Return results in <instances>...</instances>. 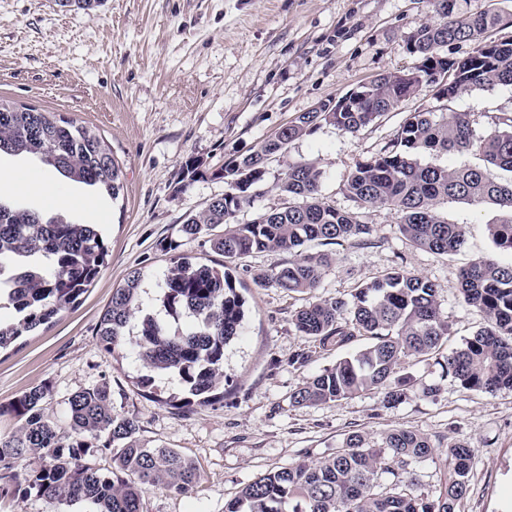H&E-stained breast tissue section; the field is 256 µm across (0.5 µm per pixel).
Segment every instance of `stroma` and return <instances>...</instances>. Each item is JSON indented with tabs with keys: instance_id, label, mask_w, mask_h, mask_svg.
<instances>
[{
	"instance_id": "obj_1",
	"label": "stroma",
	"mask_w": 512,
	"mask_h": 512,
	"mask_svg": "<svg viewBox=\"0 0 512 512\" xmlns=\"http://www.w3.org/2000/svg\"><path fill=\"white\" fill-rule=\"evenodd\" d=\"M432 19L428 0H103L92 10H65L55 0H0V98L95 127L111 146L124 185L114 200L37 159L0 156V171L16 180L0 187L1 199L46 209L31 185L48 182L73 200L64 217L98 225L108 249L80 304L0 350V404L49 383L44 412L63 427L71 394L108 383L115 410L136 416L144 440L174 448L200 469L191 495L148 490L143 512H225L260 474L319 461L349 433L378 441L396 427L428 437L436 448L412 466L419 494L436 499L448 477L443 449L459 440L473 457L468 492L456 512H512V391L464 388L444 374L445 351L405 359L399 372L412 377L417 390L394 407H383L375 394L291 405L297 386L345 350L322 349L296 333L292 319L308 295L255 285L257 273L287 262L285 253L255 252L234 264L245 319L240 337L225 350L223 403L175 410L165 400L177 386L163 377L156 378L153 395H144L131 350L112 358L96 336L113 290L131 270L144 273L141 304L153 307L170 264L162 242L176 240L180 253L222 267L224 257L208 237L186 239L179 228L187 214L230 186L202 179L179 189L186 160L221 166L318 103L414 67L407 40ZM409 112L468 113L475 137L482 138L498 116L512 114V86L462 91L449 101L425 89L359 132L321 126L270 162L260 196L236 220L283 207L275 185L289 164L316 161L326 201L361 212L372 229L364 244H309V251L331 257L319 296H349L382 272L405 267L436 284L451 327L445 350H452L484 324L460 295V270L478 257L512 260L488 235V224L500 216L497 206L442 205L449 223L464 225L467 236L466 248L445 258L406 240L394 210L361 208L343 190L357 162L390 149ZM87 199L94 208L84 207ZM433 384L440 387L437 395L424 396L423 388Z\"/></svg>"
}]
</instances>
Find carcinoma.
I'll use <instances>...</instances> for the list:
<instances>
[{
	"mask_svg": "<svg viewBox=\"0 0 512 512\" xmlns=\"http://www.w3.org/2000/svg\"><path fill=\"white\" fill-rule=\"evenodd\" d=\"M448 2L429 0L438 19L421 25L408 39L407 50L419 64L398 75L379 76L353 107L335 112L337 104L324 102L321 111L299 114L256 150L215 171L206 173L190 160L185 163L180 180L184 188L207 175L236 181L233 191L210 199L180 228L185 237L197 238L224 226V234L210 239L212 249L224 255V270L172 256L159 285L160 313L141 315L134 337L129 326L140 311L144 274L131 271L125 285L114 290L100 319L98 339L112 355L131 345L147 371L138 385L151 389L153 374L165 373L205 403L223 400L224 349L239 335L244 317L232 265L254 252L281 251L288 253V262L257 275L255 283L310 295L311 301L294 316L297 333L324 347L346 345L358 336L369 339L300 384L292 403L314 406L374 392L391 408L409 398L413 385L398 375L402 361L431 355L450 334L436 285L393 268L355 289L348 299L318 297L327 257L306 251L304 245L362 240L370 225L324 200L323 172L311 160L289 165L277 184L288 205L259 212L244 224L234 223V218L253 204L268 164L291 142L323 124L354 133L376 123L406 98L431 87L428 61L448 66L450 98L466 89L512 85V40L484 39L488 28L512 24V17L480 13L459 18ZM454 42L472 45L471 52L459 60L440 55L441 47ZM421 152L474 154L479 162L440 166L421 162ZM2 153L36 155L57 172L114 198L123 189L121 168L94 129L0 100ZM345 191L365 208L394 210L400 233L415 247L440 257L466 245L464 228L448 223L440 205L450 200L493 204L502 217L488 225L489 235L496 248L512 253V115L498 117L494 131L477 140L466 112H413L392 149L355 166ZM99 236L93 224L47 217L0 200V300L6 299L20 314L15 322L0 323V348L51 323L87 292L108 256ZM460 285L464 301L482 314L485 325L448 354L446 373L474 391H511L512 262L478 257L461 270ZM51 392V386L42 383L0 404V416L17 421L14 431L0 433V479L17 478L14 468L37 458L40 464L24 473V491L83 506L84 512H142L145 490L182 495L200 483L192 459L144 441L138 420L114 410L108 384L83 388L67 399V437L43 412ZM96 448L117 449L111 471L103 473L86 462ZM433 452L426 437L405 428L390 430L379 443L351 433L335 453L314 464L303 462L257 477L227 504L226 512H455L456 502L468 490L472 449L461 441L448 445L450 477L437 498L426 502L417 493L410 467Z\"/></svg>",
	"mask_w": 512,
	"mask_h": 512,
	"instance_id": "obj_1",
	"label": "carcinoma"
}]
</instances>
